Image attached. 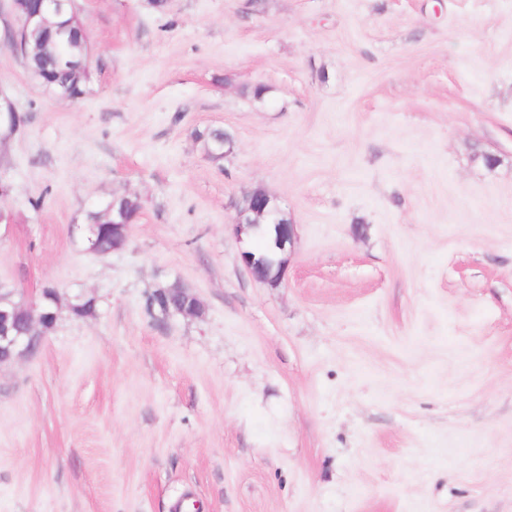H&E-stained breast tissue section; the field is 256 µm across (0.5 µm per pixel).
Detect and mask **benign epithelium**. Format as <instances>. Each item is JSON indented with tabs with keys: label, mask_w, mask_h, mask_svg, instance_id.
<instances>
[{
	"label": "benign epithelium",
	"mask_w": 512,
	"mask_h": 512,
	"mask_svg": "<svg viewBox=\"0 0 512 512\" xmlns=\"http://www.w3.org/2000/svg\"><path fill=\"white\" fill-rule=\"evenodd\" d=\"M10 13L19 20L12 29L14 44L12 51L19 56L26 55L28 35L31 32L51 26V19L68 13L79 20L75 0H8ZM8 120L9 131L16 133L21 116L13 101L0 97V121ZM237 236L248 230H268V249L262 255L249 250L241 253V259L252 276L270 287H278L285 275L283 255L294 245L295 229L282 216L276 199L263 192L247 194L238 210L235 222ZM174 297L163 309L166 316H196L201 313L200 301L185 288H174ZM54 310L48 311L42 305L24 302L19 305L0 307V365L12 362L17 356L39 348L45 335L42 324L57 322L60 303L53 300Z\"/></svg>",
	"instance_id": "7a95c632"
}]
</instances>
